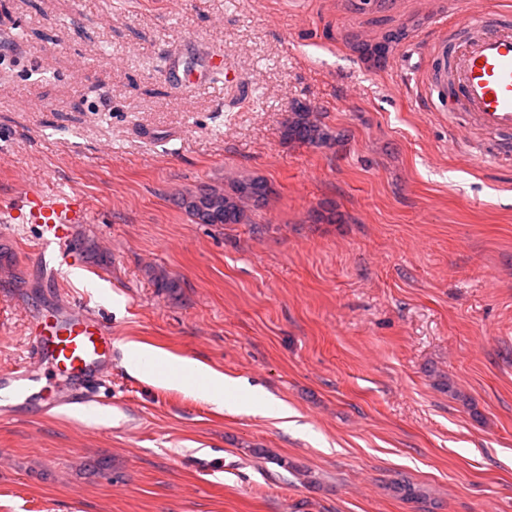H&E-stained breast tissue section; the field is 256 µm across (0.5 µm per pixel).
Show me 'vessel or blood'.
<instances>
[{"label":"vessel or blood","instance_id":"1","mask_svg":"<svg viewBox=\"0 0 512 512\" xmlns=\"http://www.w3.org/2000/svg\"><path fill=\"white\" fill-rule=\"evenodd\" d=\"M433 75L447 80L448 125H473L492 139L494 147L481 158L496 162L512 159V15L483 12L462 14L455 38L440 35L431 48ZM10 219L39 231L36 258L43 268L80 264L73 244L76 225L87 223L89 207L76 194L52 198L34 190L15 196L5 209ZM30 359L73 382L56 399L45 400L43 375L27 367L0 372V395L15 407L39 401L45 410H86L92 392L112 369L116 342L111 327L80 302L68 300L66 309L44 315L29 327Z\"/></svg>","mask_w":512,"mask_h":512}]
</instances>
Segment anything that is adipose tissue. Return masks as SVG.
<instances>
[{"mask_svg": "<svg viewBox=\"0 0 512 512\" xmlns=\"http://www.w3.org/2000/svg\"><path fill=\"white\" fill-rule=\"evenodd\" d=\"M129 351L136 354L133 366L136 370L148 372L151 379L164 385H173L183 390L202 396L217 408H224L228 401L224 396L230 384L224 374L216 372L189 358H181L175 362V370L171 373L148 370V363L159 359L160 354L153 348L141 344H129Z\"/></svg>", "mask_w": 512, "mask_h": 512, "instance_id": "adipose-tissue-1", "label": "adipose tissue"}]
</instances>
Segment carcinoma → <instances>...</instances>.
Segmentation results:
<instances>
[{
    "label": "carcinoma",
    "mask_w": 512,
    "mask_h": 512,
    "mask_svg": "<svg viewBox=\"0 0 512 512\" xmlns=\"http://www.w3.org/2000/svg\"><path fill=\"white\" fill-rule=\"evenodd\" d=\"M407 36V27L401 26L376 42L355 41L352 50L365 64L379 68ZM283 136L290 143L314 147L339 141L303 101L292 104ZM272 194V186L261 177L237 178L225 188L203 185L181 195L177 204L196 224H245L251 208L265 202Z\"/></svg>",
    "instance_id": "1"
}]
</instances>
